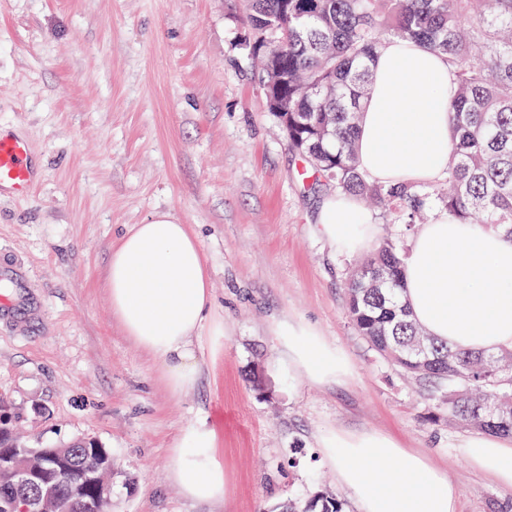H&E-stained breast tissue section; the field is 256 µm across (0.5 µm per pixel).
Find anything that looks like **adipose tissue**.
<instances>
[{
  "label": "adipose tissue",
  "mask_w": 512,
  "mask_h": 512,
  "mask_svg": "<svg viewBox=\"0 0 512 512\" xmlns=\"http://www.w3.org/2000/svg\"><path fill=\"white\" fill-rule=\"evenodd\" d=\"M454 76L443 56L422 44L395 40L377 52L371 92L356 134L358 168L380 183L429 184L448 165V95ZM316 223L332 251L371 248L376 226L361 201L325 194ZM402 298L429 335L476 351L512 349V240L493 227L463 224L436 209L417 225L401 268ZM107 288L113 317L155 357L172 394L192 391L200 376L197 339L213 305L209 271L188 225L160 213L135 224L109 256ZM279 365L290 375L328 383L348 363L301 323L276 330ZM216 431L184 427L172 449L171 479L188 498H224L226 479L214 450ZM320 446L357 512H455L457 490L423 454L378 432H330ZM481 470L512 488V438L484 434L463 441Z\"/></svg>",
  "instance_id": "ef3b65f1"
}]
</instances>
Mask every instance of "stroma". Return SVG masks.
I'll return each instance as SVG.
<instances>
[{"instance_id": "35a3bbf8", "label": "stroma", "mask_w": 512, "mask_h": 512, "mask_svg": "<svg viewBox=\"0 0 512 512\" xmlns=\"http://www.w3.org/2000/svg\"><path fill=\"white\" fill-rule=\"evenodd\" d=\"M244 0H0V131L32 146L38 184L0 196V399L38 448L94 440L112 454V512H281L320 489L356 512L318 447L374 430L426 454L457 512H512V489L459 445L466 430L358 336L344 283L356 258L315 224L326 189L268 111L241 47ZM168 213L200 240L216 303L196 388L172 394L114 321L113 241ZM315 325L348 357L316 385L276 372L273 328ZM216 429L228 492L170 479L181 429Z\"/></svg>"}]
</instances>
